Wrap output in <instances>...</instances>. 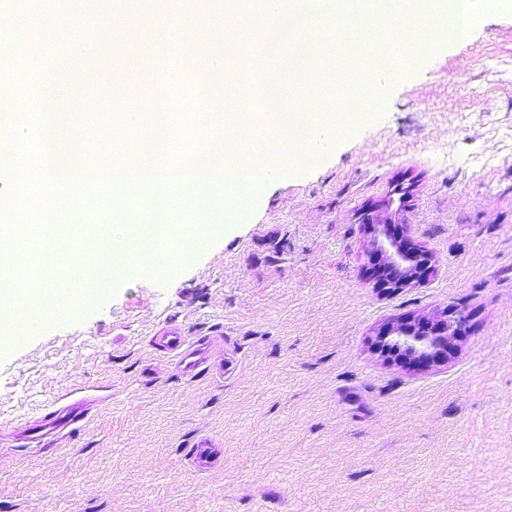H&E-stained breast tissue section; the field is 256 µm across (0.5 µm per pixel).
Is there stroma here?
<instances>
[{
	"label": "stroma",
	"mask_w": 512,
	"mask_h": 512,
	"mask_svg": "<svg viewBox=\"0 0 512 512\" xmlns=\"http://www.w3.org/2000/svg\"><path fill=\"white\" fill-rule=\"evenodd\" d=\"M100 27L214 112L204 73L224 23L182 0L196 41L172 69L144 0H97ZM113 81L98 60L57 99ZM138 71L108 100L145 108ZM434 270L400 290L369 269L378 225ZM465 319L445 358L400 360L387 324ZM217 338L223 370L185 376L150 340ZM78 434L30 443L24 425L66 393ZM216 449L201 468L189 450ZM0 512H512V13L440 39L308 171L269 183L167 282L132 276L80 317L0 346Z\"/></svg>",
	"instance_id": "35a3bbf8"
}]
</instances>
